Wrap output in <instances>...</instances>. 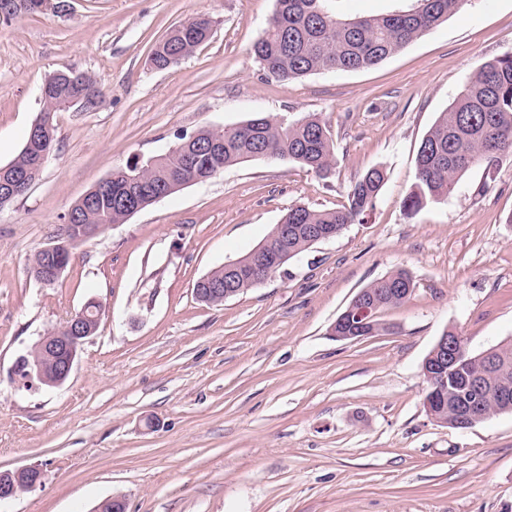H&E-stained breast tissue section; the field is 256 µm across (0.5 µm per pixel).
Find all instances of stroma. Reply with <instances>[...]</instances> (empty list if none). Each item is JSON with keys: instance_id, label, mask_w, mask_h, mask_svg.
<instances>
[{"instance_id": "obj_1", "label": "stroma", "mask_w": 512, "mask_h": 512, "mask_svg": "<svg viewBox=\"0 0 512 512\" xmlns=\"http://www.w3.org/2000/svg\"><path fill=\"white\" fill-rule=\"evenodd\" d=\"M65 14L0 22V166L23 148L40 88L87 73L96 109L55 113L39 178L0 207V471L40 486L0 512H512V414L436 424L422 364L454 329L473 353L512 341V155L477 165L410 215L403 201L436 120L484 62L512 52V0H464L382 63L289 80L251 48L275 0H68ZM196 14L210 41L166 70L151 49ZM329 128V177L283 159L224 169L78 246L54 284L28 274L68 209L132 158L256 114ZM383 168L372 209L218 306L195 283L257 246L288 209H332ZM414 291L379 312L390 332L331 334L372 281ZM103 306L67 382L22 383L18 359L87 302Z\"/></svg>"}]
</instances>
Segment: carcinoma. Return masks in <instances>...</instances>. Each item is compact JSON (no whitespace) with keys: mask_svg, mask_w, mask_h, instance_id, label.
<instances>
[{"mask_svg":"<svg viewBox=\"0 0 512 512\" xmlns=\"http://www.w3.org/2000/svg\"><path fill=\"white\" fill-rule=\"evenodd\" d=\"M339 0H276L267 29L252 47L255 59L270 76L287 80L321 71H356L377 65L445 20L461 0H412V4L376 18L346 20L331 2ZM213 21L202 15L195 24L172 28L158 40L150 59L168 69L189 57L211 37ZM88 90L104 102L93 78L70 84L50 78V94L43 106L64 110L71 96ZM220 142L219 168L253 158L288 159L327 176L335 166L333 142L326 125L316 117L296 121L257 115L221 130L203 129L180 137L179 148L157 163L137 161L112 170V192L96 189L85 201L70 207L69 221L59 228L62 242L73 239L72 224H89L106 230L124 223L129 214L118 199L121 190L135 185L136 204L148 207L188 185L193 172L188 157L196 154L200 170L207 164L206 147ZM512 154V53L483 63L463 91L423 138L418 149L416 183L403 202L409 214L432 201L449 196L458 180L473 166L492 168L500 156ZM384 184L382 169L368 170L351 188L347 204L328 210L296 205L281 220L283 232L273 227L263 240L265 247L210 271L195 287L221 284L238 295L262 284L280 268L278 259H293L312 245V231L333 235L373 208ZM414 288L410 274L397 270L363 289L375 311L396 307L410 298ZM467 374L481 375L487 395L478 412L481 422L498 413L512 412V344L498 346V362L484 367L476 354L468 353Z\"/></svg>","mask_w":512,"mask_h":512,"instance_id":"cac0c4a2","label":"carcinoma"}]
</instances>
